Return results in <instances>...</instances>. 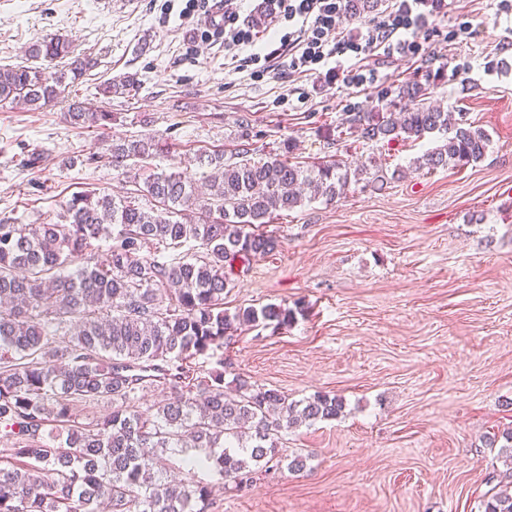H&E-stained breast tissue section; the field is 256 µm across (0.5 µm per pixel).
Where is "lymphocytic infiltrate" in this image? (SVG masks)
<instances>
[{"label": "lymphocytic infiltrate", "instance_id": "f902f5d3", "mask_svg": "<svg viewBox=\"0 0 512 512\" xmlns=\"http://www.w3.org/2000/svg\"><path fill=\"white\" fill-rule=\"evenodd\" d=\"M246 0H186L179 16L195 20L201 39L224 41V63L253 67L256 76L342 75L347 87L367 89L378 75L371 61L378 51L399 46L416 54L424 35L422 0H392L365 32L349 35L347 0H258L257 8L281 36L254 28Z\"/></svg>", "mask_w": 512, "mask_h": 512}]
</instances>
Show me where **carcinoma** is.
<instances>
[{
    "label": "carcinoma",
    "instance_id": "1",
    "mask_svg": "<svg viewBox=\"0 0 512 512\" xmlns=\"http://www.w3.org/2000/svg\"><path fill=\"white\" fill-rule=\"evenodd\" d=\"M383 0H349L355 17ZM31 58L53 61L70 45L51 38L31 44ZM65 75L37 67L0 68V102L37 106L58 97ZM139 87L134 76L108 79L101 95ZM409 104L384 112H347L342 124L367 143L442 142L413 159L417 170L481 161L490 135L429 102L428 88L408 82ZM69 122L101 129L110 112L69 105ZM169 144L154 136L112 142V165L146 161ZM211 172L201 193L181 172L155 173L117 198L76 194L57 220L0 222V512H208L213 485L182 476L212 470L235 487L253 474L307 457L279 455L281 434L343 411L342 399L317 393L290 402L277 389L237 375L224 390V370L199 357L224 348L239 327L286 326L293 311L276 304L224 309L234 287L226 266L272 253L277 238L263 229L304 202H332L353 183H384L376 159L351 167L336 159L302 165L268 153L255 160L241 148L229 159L207 155ZM110 242V258L92 257ZM188 247L166 255L160 247ZM153 389L140 409L138 393ZM102 401L112 411L81 419ZM178 458L157 469L167 452ZM484 512H512V495L492 493Z\"/></svg>",
    "mask_w": 512,
    "mask_h": 512
}]
</instances>
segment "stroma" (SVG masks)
Instances as JSON below:
<instances>
[{"label": "stroma", "mask_w": 512, "mask_h": 512, "mask_svg": "<svg viewBox=\"0 0 512 512\" xmlns=\"http://www.w3.org/2000/svg\"><path fill=\"white\" fill-rule=\"evenodd\" d=\"M164 2L0 0V66L55 34L97 61L40 109L0 102V220L41 223L76 192L124 194L107 148L131 135L170 144L143 178L201 179L202 151L240 143L257 158L289 147L300 161L408 169L436 137L365 144L340 119L397 104L405 82L429 85L441 109L489 133L481 162L304 203L269 224L273 253L235 267L225 309L277 304L294 319L234 333L217 354L225 380L239 373L293 402L326 393L344 409L282 434V452L308 456L304 471L261 472L243 491L226 483L209 512H483L506 471L489 439L512 429V10L451 0L447 17L425 16L426 50L379 55L377 84L360 92L225 68L223 43H202L177 15L182 0L170 14ZM462 25L472 38L456 37ZM128 74L135 95H100ZM74 100L117 119L72 127Z\"/></svg>", "instance_id": "1"}]
</instances>
